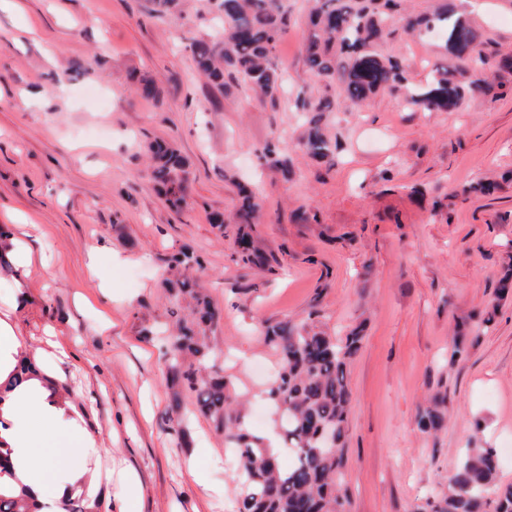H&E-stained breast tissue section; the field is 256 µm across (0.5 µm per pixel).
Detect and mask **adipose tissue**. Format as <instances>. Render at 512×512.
Here are the masks:
<instances>
[{
	"label": "adipose tissue",
	"mask_w": 512,
	"mask_h": 512,
	"mask_svg": "<svg viewBox=\"0 0 512 512\" xmlns=\"http://www.w3.org/2000/svg\"><path fill=\"white\" fill-rule=\"evenodd\" d=\"M78 415L71 400L49 401L40 377H31L14 388L0 402V421L5 424L0 437L10 446V465L0 474V485L13 489L25 487L41 512H63L61 501L72 489L80 487L84 474L77 467L62 469L58 460L63 448L41 444L35 425L73 420Z\"/></svg>",
	"instance_id": "1"
}]
</instances>
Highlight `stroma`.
<instances>
[{"label": "stroma", "instance_id": "obj_1", "mask_svg": "<svg viewBox=\"0 0 512 512\" xmlns=\"http://www.w3.org/2000/svg\"><path fill=\"white\" fill-rule=\"evenodd\" d=\"M288 3L292 23L277 47L284 89L273 108L196 72L192 41L218 34L210 0H183L177 18L150 16L147 0H0V224L29 223L36 257L57 271L49 283L42 265L28 272L19 337L32 351L54 340L69 353L52 374L103 443L101 475L85 492L99 512H233L223 435L188 394L187 420L170 421L165 363L143 337L188 306L163 285L184 245L202 263L196 281L219 314L212 342L258 431L269 424L263 391L281 367L262 342L265 326L309 317L334 336L362 328L348 365L347 512H416L446 488L472 441L496 450L499 478L512 482V296L488 333L473 318L512 262V93L476 96L459 112L378 93L358 111L327 116L336 157L312 161L292 108L311 82L301 63L305 2ZM474 25L512 52V0H486ZM388 50L416 85L443 59L427 37ZM139 73L154 77L159 99L133 92ZM155 141L189 163L183 209L147 175ZM269 143L290 157L288 171L262 158ZM486 179L498 188L462 195ZM240 181L260 204L248 230L263 267L239 260L236 225L211 222L235 212ZM300 207L309 223L293 222ZM93 247L104 288L88 271ZM458 336L468 357L445 364ZM438 393L448 396V422L431 435L416 413ZM190 461L207 485L188 475ZM127 470L139 489L123 508L114 481Z\"/></svg>", "mask_w": 512, "mask_h": 512}]
</instances>
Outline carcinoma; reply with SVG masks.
I'll use <instances>...</instances> for the list:
<instances>
[{
	"mask_svg": "<svg viewBox=\"0 0 512 512\" xmlns=\"http://www.w3.org/2000/svg\"><path fill=\"white\" fill-rule=\"evenodd\" d=\"M157 15L180 13V0H148ZM311 8L302 38L301 62L310 78L324 87L336 86L329 95L312 86L302 87L294 110L308 116L303 138L306 154L324 160L336 144L320 123L327 112L358 106L384 90L406 89L408 103L428 112L460 109L468 96L488 94L507 86L512 76V56L489 51L491 40L482 39L467 20L454 17L452 0H435L433 9L403 18V29L413 36L446 35L445 62L433 70L424 86H409L406 70L392 56L386 39L395 33L394 18L401 0H308ZM222 21L221 38L191 43L198 70L216 87L228 91L240 84L271 107L279 103L283 75L275 62L276 43L286 31L290 15L284 0H215ZM135 92L146 99L159 95L153 77L133 78ZM151 176L175 208L188 205L189 172L186 159L162 143L149 147ZM239 223L249 224L259 210L256 198L239 189ZM237 243L245 263L262 256L251 236L240 231ZM194 253L182 250L172 257L169 291L190 299L187 315L171 311L174 334L161 344L167 362V382L175 388L172 412L181 421V392L197 395L196 409L224 434L225 447L235 459L237 493L235 512H346V493L337 476L345 463V437L351 410L347 366L362 337L352 331L332 336L310 320H286L266 329L264 342L281 360L277 378L266 391L275 415L278 447L287 448L292 462L286 469L270 440L258 436L247 420L239 399L210 345L208 331L216 318L211 298L196 287ZM448 421V397L436 394L417 412V424L436 433ZM430 512H512V483L498 478V457L493 448L464 449L448 488L427 502ZM0 512H31L25 495L0 488Z\"/></svg>",
	"mask_w": 512,
	"mask_h": 512,
	"instance_id": "cac0c4a2",
	"label": "carcinoma"
}]
</instances>
